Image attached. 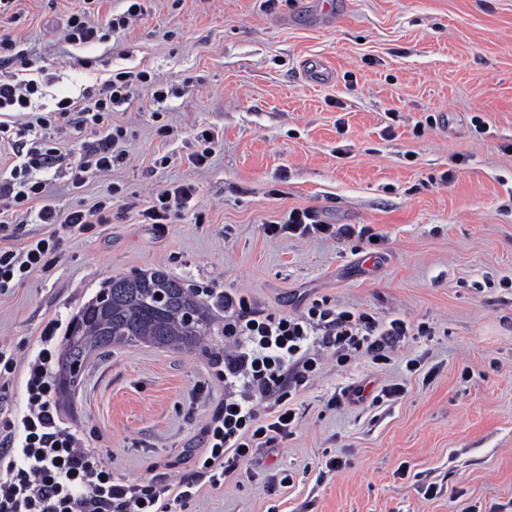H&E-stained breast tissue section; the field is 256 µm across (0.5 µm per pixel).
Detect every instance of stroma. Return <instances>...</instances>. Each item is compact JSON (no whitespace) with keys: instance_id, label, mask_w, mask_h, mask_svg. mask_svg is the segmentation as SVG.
<instances>
[{"instance_id":"1","label":"stroma","mask_w":512,"mask_h":512,"mask_svg":"<svg viewBox=\"0 0 512 512\" xmlns=\"http://www.w3.org/2000/svg\"><path fill=\"white\" fill-rule=\"evenodd\" d=\"M342 2L323 20L296 0H140L128 29L85 47L62 40L83 0H16L0 16L24 53L12 72L51 77L44 107L116 71L167 94L136 82L115 107L128 156L111 175L76 191L67 170L40 173L63 214L119 192L109 223L0 294L14 357L0 427L16 441L30 368L57 358L72 317L109 278L160 269L269 312L355 308L428 333L377 362L310 345L315 374L263 394L225 392L220 336L91 356L56 423L115 481L189 486L173 512H512V0ZM319 62L325 75L306 77ZM202 129L218 146L200 167ZM183 182L197 188L187 209L141 221L138 204ZM294 208L372 237L264 232ZM228 394L263 417L292 408L297 425L216 486L207 429Z\"/></svg>"}]
</instances>
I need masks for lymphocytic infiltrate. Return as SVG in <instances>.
Segmentation results:
<instances>
[{
	"label": "lymphocytic infiltrate",
	"instance_id": "lymphocytic-infiltrate-1",
	"mask_svg": "<svg viewBox=\"0 0 512 512\" xmlns=\"http://www.w3.org/2000/svg\"><path fill=\"white\" fill-rule=\"evenodd\" d=\"M142 13L133 0L119 16L98 19L88 10L72 12L63 28L71 45L106 40L129 27ZM151 83L149 74L119 71L100 86L84 89L81 96L58 100L53 109L39 106L41 82L0 79V148L11 156L8 177L0 178V292L21 284L34 271L46 269L66 239L80 237L106 223L112 211L111 196L86 209L59 216L48 182L37 171L67 163L53 131L64 125H92L96 138L83 148L70 181L81 188L92 176L108 175L114 162L123 160L126 132L113 125L112 110L130 98L133 81ZM68 164V163H67ZM196 193L194 185L180 183L157 191L138 214L147 224H165L188 207ZM36 212L40 223L51 225L49 236H30L14 246L13 226L18 215ZM405 320L378 319L368 310H338L315 305L299 315L266 312L252 308L234 293L224 295V333L235 337L236 350L224 357V380H239L261 389L285 383L300 384L317 369L316 358L304 347L310 337L320 339L337 361L363 353L380 359L385 347L411 335ZM47 361L32 366L27 390L30 414L22 457L0 483V512H168L167 505L151 490L131 489L114 482L95 457L79 447L74 434L55 431L58 403L49 382ZM286 410H278L266 424L248 402L225 401L224 411L209 426L211 463L246 458L268 433L288 436L294 428Z\"/></svg>",
	"mask_w": 512,
	"mask_h": 512
}]
</instances>
